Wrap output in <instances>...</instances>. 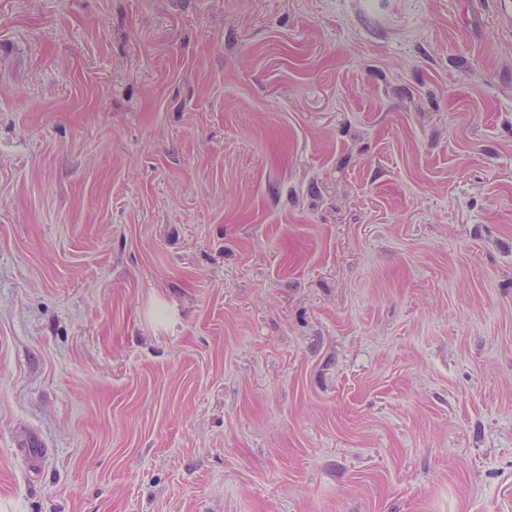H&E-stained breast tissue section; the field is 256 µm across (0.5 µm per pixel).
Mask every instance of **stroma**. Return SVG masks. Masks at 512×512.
I'll list each match as a JSON object with an SVG mask.
<instances>
[{"instance_id": "1", "label": "stroma", "mask_w": 512, "mask_h": 512, "mask_svg": "<svg viewBox=\"0 0 512 512\" xmlns=\"http://www.w3.org/2000/svg\"><path fill=\"white\" fill-rule=\"evenodd\" d=\"M0 512H512L493 0H0Z\"/></svg>"}]
</instances>
